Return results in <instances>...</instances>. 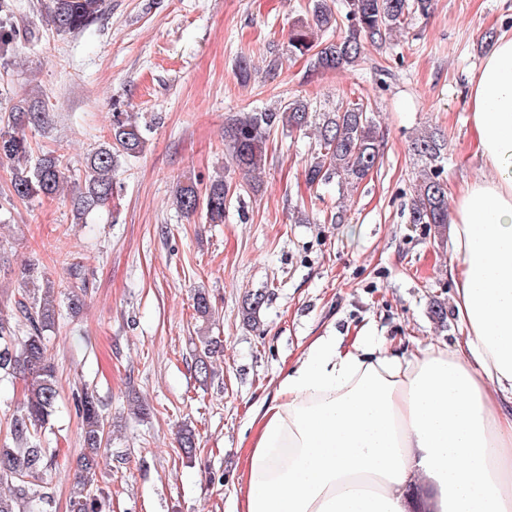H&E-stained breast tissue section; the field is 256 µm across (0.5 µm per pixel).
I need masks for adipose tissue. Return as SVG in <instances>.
Instances as JSON below:
<instances>
[{
    "instance_id": "adipose-tissue-1",
    "label": "adipose tissue",
    "mask_w": 512,
    "mask_h": 512,
    "mask_svg": "<svg viewBox=\"0 0 512 512\" xmlns=\"http://www.w3.org/2000/svg\"><path fill=\"white\" fill-rule=\"evenodd\" d=\"M469 105L494 176L448 217L465 340L407 357L371 336L313 341L253 419L241 512H512V36Z\"/></svg>"
}]
</instances>
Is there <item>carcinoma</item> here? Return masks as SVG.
<instances>
[{
	"instance_id": "carcinoma-1",
	"label": "carcinoma",
	"mask_w": 512,
	"mask_h": 512,
	"mask_svg": "<svg viewBox=\"0 0 512 512\" xmlns=\"http://www.w3.org/2000/svg\"><path fill=\"white\" fill-rule=\"evenodd\" d=\"M104 0H50V22L59 32L83 30L100 16ZM433 0H345L344 12L333 10L329 0H313V22L295 25L288 38L289 52L310 56L313 67L342 70L355 66L365 44L380 46L393 32L404 28L410 16L425 17ZM14 0H0V44L13 40ZM347 34L326 39L324 33L340 26ZM41 123V111L30 99L13 104L7 120L0 124V165L11 170L10 193L22 201L50 199L72 184L71 211L78 224L116 207L115 174L120 157H134L145 148L140 126L127 112L112 113L109 142L87 154L85 178L71 181L66 167L53 153L33 154L24 129ZM282 126L288 132L305 133L313 129L320 147L305 168L308 183H325L334 178L343 184H358L374 173L380 163V132L373 113L364 102H348L330 112H316L312 103L297 97L274 109L243 112L227 118L224 138L230 163L240 172L252 175L268 158L271 131ZM444 144L434 134L422 132L412 142L414 155L422 161L416 175L409 222L430 224L443 233L448 224V187L442 178ZM231 187L224 174L208 180L205 187L188 180L177 185L176 208L190 217L204 213L208 224L224 223ZM72 285L62 294L49 278L29 267L21 272L18 298L8 312L0 310V381L21 380L23 398L11 419L14 446H0V512H35L47 492L35 483L48 467L49 449L41 446V435L56 413L59 390L54 368L48 358L47 338L55 331L61 300L77 313L82 308L87 288L80 272L71 273ZM266 292L246 296L242 314L248 325L260 326L259 313ZM194 310L202 322L215 314L210 296L200 290L194 297ZM195 354L194 370L199 382L207 384L213 374L212 359L219 353V342L202 333ZM76 411L81 419L83 451L69 498L70 512H101L100 497L91 494L97 483L101 463L112 454V420L95 392L83 390L76 396ZM182 455L196 456L201 446L195 430L184 424L177 432Z\"/></svg>"
}]
</instances>
